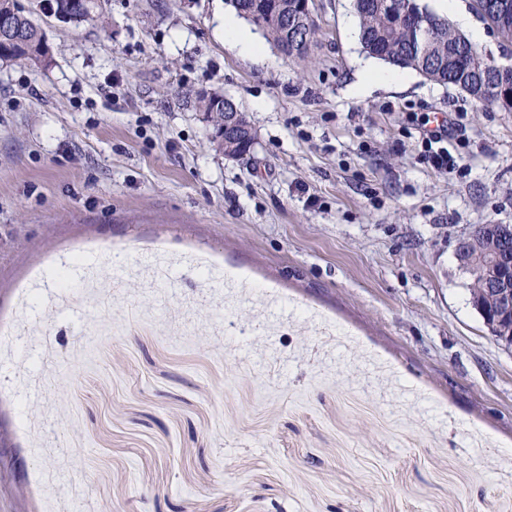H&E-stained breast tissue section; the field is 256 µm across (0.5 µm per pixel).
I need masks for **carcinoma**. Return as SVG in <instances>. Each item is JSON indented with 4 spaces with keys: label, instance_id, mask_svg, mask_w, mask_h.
I'll use <instances>...</instances> for the list:
<instances>
[{
    "label": "carcinoma",
    "instance_id": "1",
    "mask_svg": "<svg viewBox=\"0 0 512 512\" xmlns=\"http://www.w3.org/2000/svg\"><path fill=\"white\" fill-rule=\"evenodd\" d=\"M237 14L251 12L262 22L264 37L284 56L294 61L300 55L293 53L287 35L284 5L293 6L295 0H232ZM100 8L98 0H53L54 15L63 21L82 24L94 20V11ZM359 18V40L370 56L399 68H410L425 78L443 85H452L473 99L496 105L512 112V70L484 77L490 61L473 55L475 48L469 39L454 28L448 18L440 15L421 0H354ZM416 11L428 24L424 46L416 47V33L408 16ZM11 28L15 35H0V60L24 59L35 65H48L50 49L45 31L20 0H0V32ZM457 53L458 64H448V52ZM495 252L504 264L512 262V225H497Z\"/></svg>",
    "mask_w": 512,
    "mask_h": 512
}]
</instances>
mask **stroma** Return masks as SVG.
Returning a JSON list of instances; mask_svg holds the SVG:
<instances>
[{
    "label": "stroma",
    "instance_id": "35a3bbf8",
    "mask_svg": "<svg viewBox=\"0 0 512 512\" xmlns=\"http://www.w3.org/2000/svg\"><path fill=\"white\" fill-rule=\"evenodd\" d=\"M311 11L299 65L225 43L228 0L44 10L52 64L0 61V512H512V347L456 257L512 224V112L361 87L352 0ZM98 2L100 3L96 0H54L53 11L63 21L79 25L94 20V11L102 6ZM199 103L203 109L204 112H214V113H223L224 118L222 123L217 126V131L215 132V136L212 138V140H216V142H220L224 146V154H230V153H236L240 152V138L239 137H232L227 136L224 144V134L226 128H231L234 126V122L236 120L237 114L239 112H233L229 110H223V108L219 107L220 103H223V97H221L217 93H211L210 96H202L199 99ZM233 113V116L231 114ZM230 116L227 118V116ZM418 126L423 131L422 157L425 162L434 170L442 173H448L454 170L458 161L448 149V123L446 125L429 128L431 123L429 118L416 119Z\"/></svg>",
    "mask_w": 512,
    "mask_h": 512
}]
</instances>
